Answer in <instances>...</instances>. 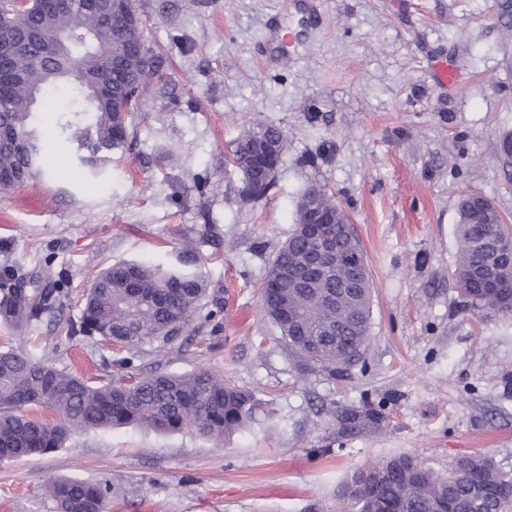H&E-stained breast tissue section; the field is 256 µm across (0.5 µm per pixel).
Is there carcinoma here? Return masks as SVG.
Returning <instances> with one entry per match:
<instances>
[{
	"label": "carcinoma",
	"instance_id": "carcinoma-1",
	"mask_svg": "<svg viewBox=\"0 0 512 512\" xmlns=\"http://www.w3.org/2000/svg\"><path fill=\"white\" fill-rule=\"evenodd\" d=\"M73 36L66 56L47 51L56 35ZM8 38L22 49L11 61L21 80L0 94V170L26 185L41 179L44 134L39 110L51 96L72 84L78 96L71 101L76 117L70 140L80 166L93 169L127 146L129 115L116 109L126 84L148 85L162 66L152 48L130 49L132 40L146 43L143 30L131 32L112 19L81 6L62 14H40L15 21L0 13V40ZM112 77V90L99 101L87 100V85ZM288 137L279 127L249 130L230 150L234 168L243 177L246 192L264 195L272 186L261 160L276 149L282 162ZM316 199L329 208L336 201L326 188L308 186L297 204L296 224L303 207ZM459 253L453 271L456 285L476 310L512 312V286L488 288L484 271L496 265L489 247L493 239L512 235L499 210L486 198L467 194L458 204ZM359 253L354 264H331L305 276L312 244L295 230L279 249L262 287L263 311L278 327L295 354L319 367L336 370L354 362L370 342L371 276L361 240L348 242ZM197 246L186 241L167 263L135 260L113 264L94 279L84 307L71 327L69 340L120 341L129 349L144 344H167L202 309L209 283L202 271ZM33 288H20V278L6 270L0 275V320L17 329H30L57 308L62 289L57 281L40 276ZM130 361L116 360L124 374L108 381L60 369L38 358L25 346L0 350V462L45 454L63 447L72 433L112 427L137 426L157 432L192 430L217 441L242 430L261 410L257 396L207 371L182 375L126 374ZM52 410L58 421L32 416L28 408ZM378 420L372 411L346 410L337 421L352 428ZM46 489L57 512H103L111 486L105 481L50 479ZM342 496L346 512H509L512 476L501 472L484 456L461 459L444 475L408 454L373 463L346 482Z\"/></svg>",
	"mask_w": 512,
	"mask_h": 512
}]
</instances>
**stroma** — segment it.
<instances>
[{"instance_id": "1", "label": "stroma", "mask_w": 512, "mask_h": 512, "mask_svg": "<svg viewBox=\"0 0 512 512\" xmlns=\"http://www.w3.org/2000/svg\"><path fill=\"white\" fill-rule=\"evenodd\" d=\"M165 79L132 112L133 137L99 175L79 168L68 112L42 113L62 164L0 191V269L52 271L58 308L32 327L36 356L103 379L205 370L253 390L254 422L224 442L123 427L0 463V512H57L49 478L108 479L105 512H336L347 477L407 453L438 471L490 457L512 475V315L476 311L452 277L462 195L512 223V0H320L295 56L266 60L287 0H134ZM447 61L454 85L437 82ZM288 149L266 196L224 163L247 129ZM325 186L354 224L373 285L371 341L330 373L289 352L262 311L268 267L296 202ZM207 259L211 320L164 347L75 344L68 327L98 273L165 261L184 236ZM378 424L342 429L347 409Z\"/></svg>"}]
</instances>
